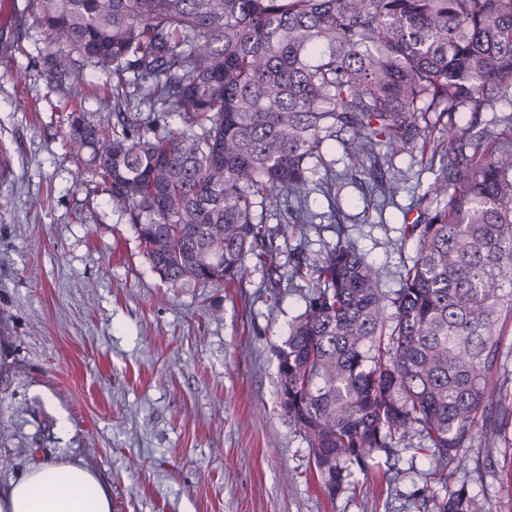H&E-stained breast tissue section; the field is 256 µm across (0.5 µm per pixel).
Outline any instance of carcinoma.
Listing matches in <instances>:
<instances>
[{"mask_svg":"<svg viewBox=\"0 0 512 512\" xmlns=\"http://www.w3.org/2000/svg\"><path fill=\"white\" fill-rule=\"evenodd\" d=\"M34 2L59 49L112 75L116 124L76 111L58 123L74 161L126 206L160 279L241 288L250 257L311 284L276 347L278 396L330 495L377 456L415 448L446 484L477 433L512 425V390L498 384L512 311V0ZM496 103L511 111L484 120ZM414 150L435 179L394 294L351 245L276 264L258 203L284 213L282 234L303 235L311 193L335 199L367 176L392 200L400 179L382 170ZM434 507L487 512L464 485Z\"/></svg>","mask_w":512,"mask_h":512,"instance_id":"cac0c4a2","label":"carcinoma"}]
</instances>
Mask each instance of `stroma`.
Returning <instances> with one entry per match:
<instances>
[{"label": "stroma", "mask_w": 512, "mask_h": 512, "mask_svg": "<svg viewBox=\"0 0 512 512\" xmlns=\"http://www.w3.org/2000/svg\"><path fill=\"white\" fill-rule=\"evenodd\" d=\"M33 0H0V480L32 463L78 462L109 487L112 512H434L467 486L491 512H512V462L475 440L449 484L430 452L379 456L329 497L312 455L279 407L275 348L305 288L271 289L247 260L245 289L170 288L152 272L123 204L78 174L57 115L80 101ZM419 152L393 161L404 179L377 207L365 181L339 192L340 213L311 194L306 237L275 236L278 263L351 245L395 292L416 255L405 213L433 181Z\"/></svg>", "instance_id": "stroma-1"}]
</instances>
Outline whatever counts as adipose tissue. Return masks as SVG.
Instances as JSON below:
<instances>
[{"instance_id":"obj_1","label":"adipose tissue","mask_w":512,"mask_h":512,"mask_svg":"<svg viewBox=\"0 0 512 512\" xmlns=\"http://www.w3.org/2000/svg\"><path fill=\"white\" fill-rule=\"evenodd\" d=\"M0 512H112L111 491L79 463L46 460L0 482Z\"/></svg>"}]
</instances>
